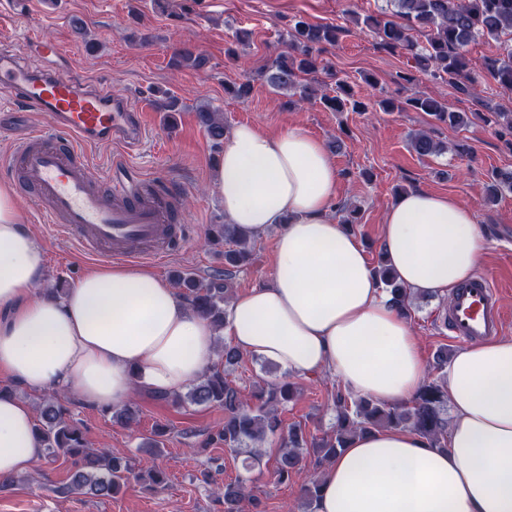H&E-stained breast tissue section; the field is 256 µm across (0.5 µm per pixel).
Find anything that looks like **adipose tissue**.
Masks as SVG:
<instances>
[{
	"label": "adipose tissue",
	"instance_id": "adipose-tissue-1",
	"mask_svg": "<svg viewBox=\"0 0 512 512\" xmlns=\"http://www.w3.org/2000/svg\"><path fill=\"white\" fill-rule=\"evenodd\" d=\"M339 174L324 145L292 127L236 126L215 187L249 241L280 225L269 283L237 295L223 329L143 268L92 270L62 295L39 293L45 253L0 187V374L31 389L76 391L108 409L133 388L171 394L216 362V336L292 378L335 374L355 397L398 405L425 380L419 339L377 283L357 236L330 214ZM382 247L414 293L450 297L483 251L473 210L426 190L389 205ZM447 448L410 429L356 434L317 476L315 512H512V340L461 349L447 370ZM31 407L0 395V479L42 450Z\"/></svg>",
	"mask_w": 512,
	"mask_h": 512
}]
</instances>
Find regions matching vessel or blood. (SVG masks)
Returning <instances> with one entry per match:
<instances>
[{
	"label": "vessel or blood",
	"instance_id": "1",
	"mask_svg": "<svg viewBox=\"0 0 512 512\" xmlns=\"http://www.w3.org/2000/svg\"><path fill=\"white\" fill-rule=\"evenodd\" d=\"M0 91L23 108L51 113V133L28 134L18 145L23 180L47 202L49 223L62 225L86 252L137 261L162 257L184 244V231L167 233L179 210L180 194L165 180L148 181L125 170L109 175V190L79 151L80 145L111 143L133 152L146 131L143 110L99 81H79L67 67L36 69L17 51L0 50ZM500 290L485 274L457 288L445 319L456 341L480 343L503 332L506 313Z\"/></svg>",
	"mask_w": 512,
	"mask_h": 512
}]
</instances>
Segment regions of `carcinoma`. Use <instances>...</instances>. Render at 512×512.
Masks as SVG:
<instances>
[{
	"label": "carcinoma",
	"instance_id": "cac0c4a2",
	"mask_svg": "<svg viewBox=\"0 0 512 512\" xmlns=\"http://www.w3.org/2000/svg\"><path fill=\"white\" fill-rule=\"evenodd\" d=\"M386 7L377 15L362 20V25L373 34L376 44L390 52L408 55L415 68L434 80L446 83L478 99L475 94L477 77L471 73L466 58V48L480 37H488L499 44V54L489 59L488 75L501 88L512 91V0H385ZM417 29L424 34L425 43L411 38L408 31ZM339 38V30L332 25H312L295 22L288 33V50L276 56L263 74L265 83L277 93H292L302 101L320 105L331 112L349 109L362 112L364 104L355 98L346 80H336V89L327 92L302 76L326 68L318 53L319 47L332 45ZM175 61L186 67L200 69L206 58L190 47L175 52ZM381 107L386 112L413 110L425 112L436 122L462 126L464 116L451 110L447 103L432 96H412L403 101L385 99ZM196 119L212 145L221 147L227 135L224 116L216 109L202 106ZM410 148L419 156H429L448 150L428 132L411 135ZM505 192L512 193V171L492 176L487 186V201L494 203ZM216 239L230 244L224 249V278L206 280L192 273L183 272L176 277L177 286L184 290V297L194 310L214 327L224 326V310L228 291L225 280L233 270L245 265L250 257V242L239 237L232 224L219 225ZM381 286L391 295L402 310L412 305L411 291L396 282L386 264L375 269ZM241 352L231 344L224 345L221 360L224 368L213 367L206 371L185 395L196 405H213L224 408V424L209 437L213 443L237 453L250 449L244 460L245 467L259 459V448L268 436H282V448L277 461V477L283 482L301 468L306 457L312 456L319 464L336 457L348 441L359 431L385 428H409L421 435L434 448L447 447L448 391L436 381H428L412 399V405H387L370 399L351 400L342 393L334 399L336 429L332 435L313 440L304 446L300 429L292 427L283 431L278 407L291 401L297 390L291 382L266 383L244 399L226 377V369L237 364ZM67 409L61 398L52 397L40 408L36 424L37 439L43 456L53 459L64 456L71 459L74 469L71 486L94 496L110 497L112 494L148 475L152 484L163 490L166 475L159 468L142 471L130 460L113 456L100 450L86 451L88 442L81 428L67 418ZM249 498L242 483L224 486V512H240V504Z\"/></svg>",
	"mask_w": 512,
	"mask_h": 512
}]
</instances>
